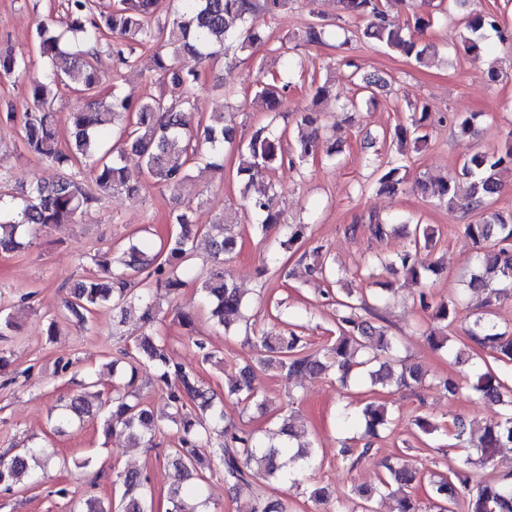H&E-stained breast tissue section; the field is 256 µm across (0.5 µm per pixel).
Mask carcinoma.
<instances>
[{
	"mask_svg": "<svg viewBox=\"0 0 512 512\" xmlns=\"http://www.w3.org/2000/svg\"><path fill=\"white\" fill-rule=\"evenodd\" d=\"M65 21L57 26L42 22L35 30L40 56L49 60L70 59L68 69L60 74L49 71L26 84L34 107L20 119L22 152L36 157L53 168L68 173L51 182H37L24 191L21 203L0 192V251L20 247L21 238L37 227L70 224L75 215L111 193H120L131 200L141 198L142 185L168 191L174 200L170 223L174 230L160 241L157 248L134 242L120 257L113 252L91 257L100 272L77 282L70 290L66 309L80 323L93 312L110 307L125 317L139 311L143 332L133 340L127 357L137 370L141 366L166 387L165 412L155 416L143 401L131 399L128 381L113 389L112 398L104 401L109 415L104 431L120 430L137 444L150 447L154 437L166 428L175 429V445L167 455L175 472L170 489L168 512H208V499L199 498L200 488L190 480L199 477L202 462L200 449L208 447L207 469L222 473L228 491L253 479L279 480L290 478L288 464H312L314 451L310 446L298 448L283 441L266 445L254 434L231 431L224 427V407L214 401L213 394L200 380L196 367L173 361L166 339L154 329L156 304L153 292L177 296L193 269L190 265L196 239L208 237L210 257L214 265L224 263V255L232 253L240 235L238 225L220 221L207 227L192 223L190 213L196 198L192 168L199 162L224 173V152L237 154L235 171L240 185L242 207L257 215L260 222L252 225L254 233L263 235L271 226L281 223V214L273 209L276 184L271 173L286 163L302 167L315 159L325 142L330 140L315 116L314 106L329 97L332 88L317 77L310 79L315 87L312 107L296 121L297 135L288 137V126H280L281 105L288 96L291 81L276 73L262 75L254 90L262 104L265 119L250 136L226 119V108L235 96L230 88L223 90L220 109L206 119L196 117L195 104L199 73L197 63L203 59L224 58L227 64L248 60L253 49L267 43L265 24L260 19L275 18L288 8L291 0H169L161 12L162 0H112L107 6L100 0H64ZM342 19L354 26L355 40L384 47L416 64L428 67L435 58L430 46L419 36L433 24V13L413 0H339ZM441 12H450L464 26L460 51L479 60L488 52L485 34L494 32L499 42L512 43V29L500 16L483 7L480 0H440ZM330 24L319 16L302 30L279 39L275 51L285 56L288 70L295 68L300 49L325 45L335 35ZM151 45L155 48L156 66L165 90L155 96L134 99L114 89L103 95L102 57L112 61L113 73L120 75L135 67L137 50ZM348 78L358 87L356 98L344 105L355 112L363 105L375 103L378 90L387 86L377 74H362L355 59H341ZM28 62L8 50L0 51V78L23 77ZM62 89H68L85 100L83 107L68 114L67 132L70 148L61 147L60 125L51 107ZM431 109L428 104L408 106L405 120L398 122L389 137L402 145L412 139L417 145L428 140ZM142 158L137 171L124 163L127 152ZM407 165L402 159L390 160L381 169L379 189L396 192L407 184ZM512 171V129L505 134L504 147L476 151L462 159L458 178L419 176L412 189L425 192L434 189L438 204L449 211L464 210L473 216L461 225L463 233L478 246L476 268L468 286L486 294L488 305L512 298V210L494 208L503 190L502 175ZM265 182L259 195L251 194L257 181ZM309 225H287L283 246L299 252L298 261L308 262V272L325 281H342L322 259L320 248L302 250ZM437 243V232L429 224H417L409 246L394 252L388 263L420 278L425 271L437 268L425 264L427 254ZM200 291L212 305L216 323L229 333L234 319L240 316L243 293L234 281L216 271L200 279ZM336 335L323 346V353L303 352L302 337L289 324L277 333L245 326L248 345L258 355L256 366L243 367L230 393L241 396L247 405L267 408V395L255 388V368L274 369L285 379L303 373L321 375L333 372L346 383L352 372L368 375L370 383L382 389L411 387L422 383L421 369L407 365L398 357V340L388 334L365 297L348 291L336 293ZM420 306L432 311V326L425 330L429 345L438 351L448 350L447 329L459 315V303L441 300L432 303L427 294L420 295ZM464 334L493 362L473 361L463 351L456 360L469 365L475 383L473 389L483 398L498 402L512 396V334L500 330L497 322L478 316L464 327ZM90 412L84 396L74 395L55 417L57 428L70 424ZM343 422L363 428L361 448H342L341 460L361 459L372 451V438L391 422L386 405L375 400L367 402L357 415H343ZM304 425L293 414L283 419L278 433L290 438L299 436ZM454 446L473 448L477 458L466 457L463 466L449 471L448 476L429 482L427 499L436 508L446 504L463 505L465 512H512V472L500 482L478 483L473 480L471 466L493 463L497 450L512 447V408L496 422L475 431L456 418L449 429ZM53 460V453L43 446L18 448L10 456L0 455V491L9 492L19 484L26 485L40 478L39 470ZM388 474L374 487L361 486L355 495L364 502L363 510L377 497L392 498L393 512H420L419 499L407 488L417 480V473L404 468L386 466ZM122 494L118 507L112 502L87 499L75 504L74 512H148L147 479L137 471L116 476ZM250 512H288L280 499L257 495Z\"/></svg>",
	"mask_w": 512,
	"mask_h": 512,
	"instance_id": "1",
	"label": "carcinoma"
}]
</instances>
